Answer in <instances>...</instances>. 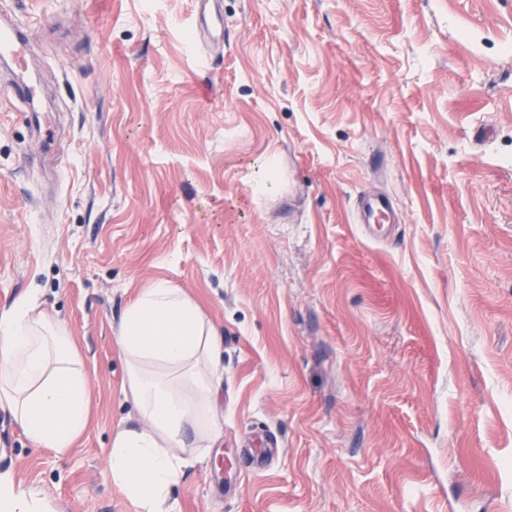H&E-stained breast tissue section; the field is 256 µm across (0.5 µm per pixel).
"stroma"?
Here are the masks:
<instances>
[{
  "mask_svg": "<svg viewBox=\"0 0 512 512\" xmlns=\"http://www.w3.org/2000/svg\"><path fill=\"white\" fill-rule=\"evenodd\" d=\"M215 9L220 40L194 0H0L30 39L0 61V308L60 319L92 393L64 454L0 409V470L139 512L114 336L165 280L224 338V440L182 449L172 512H512V0Z\"/></svg>",
  "mask_w": 512,
  "mask_h": 512,
  "instance_id": "stroma-1",
  "label": "stroma"
}]
</instances>
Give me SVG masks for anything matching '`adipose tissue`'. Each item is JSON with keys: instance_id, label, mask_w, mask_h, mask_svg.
I'll return each instance as SVG.
<instances>
[{"instance_id": "1", "label": "adipose tissue", "mask_w": 512, "mask_h": 512, "mask_svg": "<svg viewBox=\"0 0 512 512\" xmlns=\"http://www.w3.org/2000/svg\"><path fill=\"white\" fill-rule=\"evenodd\" d=\"M140 424L112 437L110 477L139 512H170L187 465L175 454L187 432L208 444L224 437L218 396L223 338L199 303L159 281L125 309L115 336ZM88 374L65 325L28 299L0 309V407L37 448L63 454L88 425ZM0 512H55L0 471Z\"/></svg>"}]
</instances>
